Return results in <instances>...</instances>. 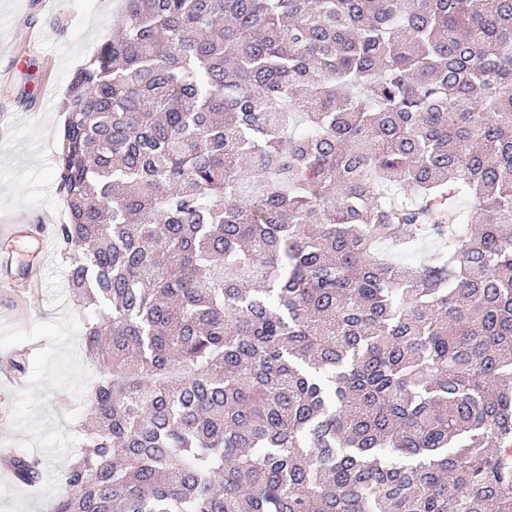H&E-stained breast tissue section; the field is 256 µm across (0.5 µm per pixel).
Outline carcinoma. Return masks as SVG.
I'll use <instances>...</instances> for the list:
<instances>
[{
    "label": "carcinoma",
    "mask_w": 512,
    "mask_h": 512,
    "mask_svg": "<svg viewBox=\"0 0 512 512\" xmlns=\"http://www.w3.org/2000/svg\"><path fill=\"white\" fill-rule=\"evenodd\" d=\"M63 109L44 512H512V0H126Z\"/></svg>",
    "instance_id": "1"
}]
</instances>
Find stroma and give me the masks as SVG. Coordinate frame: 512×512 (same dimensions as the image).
<instances>
[{"mask_svg": "<svg viewBox=\"0 0 512 512\" xmlns=\"http://www.w3.org/2000/svg\"><path fill=\"white\" fill-rule=\"evenodd\" d=\"M41 2L0 0V112L9 125L0 143V220L22 212L30 223L57 225L67 218L56 175L62 101L74 71L113 36L124 3L63 0L60 13L51 14ZM41 83L49 93L39 100L33 89ZM35 245L43 255L39 290L0 294V360L31 349L25 390L0 387V449L37 459L41 480L20 484L0 464V512H42L46 498L64 493L59 475L80 446L86 396L98 375L55 238L12 243V264L25 263Z\"/></svg>", "mask_w": 512, "mask_h": 512, "instance_id": "obj_1", "label": "stroma"}]
</instances>
